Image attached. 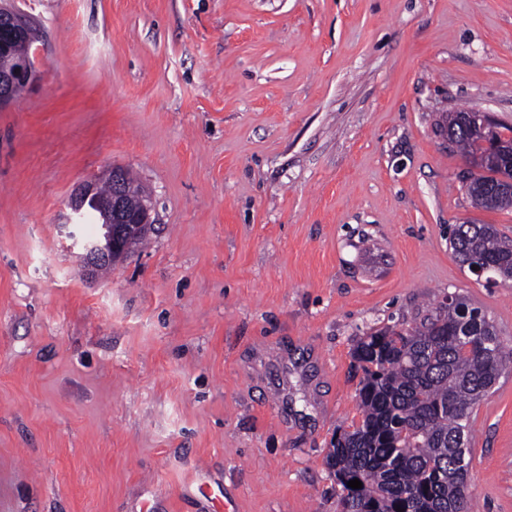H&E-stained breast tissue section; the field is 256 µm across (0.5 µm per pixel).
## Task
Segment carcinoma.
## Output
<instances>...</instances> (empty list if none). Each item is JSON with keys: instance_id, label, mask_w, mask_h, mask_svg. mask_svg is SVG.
Segmentation results:
<instances>
[{"instance_id": "cac0c4a2", "label": "carcinoma", "mask_w": 512, "mask_h": 512, "mask_svg": "<svg viewBox=\"0 0 512 512\" xmlns=\"http://www.w3.org/2000/svg\"><path fill=\"white\" fill-rule=\"evenodd\" d=\"M467 110L450 108L436 131L468 157L481 160L466 192L473 205L490 211L512 209V193L499 176L512 165V127L496 125L491 142L465 121ZM129 208L139 207L143 190L122 170ZM450 248L464 264L483 265L512 281V239L493 224H453ZM353 358L362 370L357 389L359 422L331 440L326 455L340 487L342 512H470L469 464L462 463L471 437L472 407L512 366L495 326L450 293L411 325L398 323L360 337ZM354 478L362 488L352 489Z\"/></svg>"}]
</instances>
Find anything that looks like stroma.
<instances>
[{
  "mask_svg": "<svg viewBox=\"0 0 512 512\" xmlns=\"http://www.w3.org/2000/svg\"><path fill=\"white\" fill-rule=\"evenodd\" d=\"M39 74L0 109V512H341L351 351L445 293L512 348L493 224L435 133L512 126V0H19ZM152 229L89 276L67 201L112 167ZM473 512H512V370L473 407ZM450 248L467 264L487 266L490 273L503 282L512 281V239L493 224L450 225Z\"/></svg>",
  "mask_w": 512,
  "mask_h": 512,
  "instance_id": "stroma-1",
  "label": "stroma"
}]
</instances>
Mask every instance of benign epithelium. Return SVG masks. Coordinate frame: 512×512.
I'll return each instance as SVG.
<instances>
[{"label": "benign epithelium", "mask_w": 512, "mask_h": 512, "mask_svg": "<svg viewBox=\"0 0 512 512\" xmlns=\"http://www.w3.org/2000/svg\"><path fill=\"white\" fill-rule=\"evenodd\" d=\"M16 39L33 46L38 40L35 21L19 10L0 2V46ZM38 74L37 52L15 57L6 71H0V107L9 104L16 92L27 87ZM120 172L111 173L112 191L107 195L97 193L92 185H86L74 193L68 200L69 220L74 221L84 212L86 206L93 205L110 217V223L103 225L108 249L97 251L94 242H84V263L90 273H95L100 257L107 261H121L126 255V247L113 244V224L123 225L124 231L133 235L150 224V206L142 201L135 211L127 209L123 194L119 188Z\"/></svg>", "instance_id": "obj_1"}]
</instances>
